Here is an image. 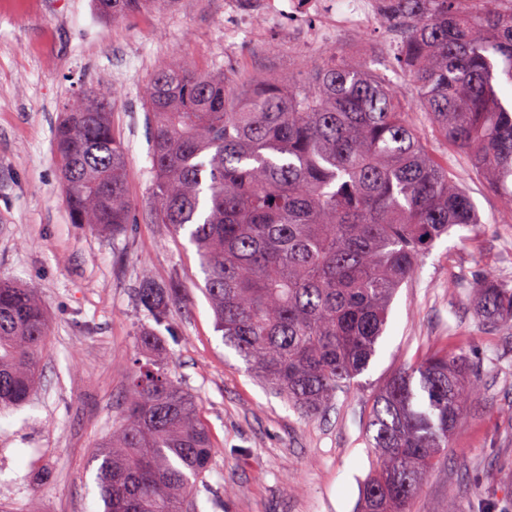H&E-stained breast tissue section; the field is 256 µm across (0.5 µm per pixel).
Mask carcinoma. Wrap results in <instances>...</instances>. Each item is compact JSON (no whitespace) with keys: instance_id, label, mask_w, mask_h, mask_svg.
<instances>
[{"instance_id":"1","label":"carcinoma","mask_w":512,"mask_h":512,"mask_svg":"<svg viewBox=\"0 0 512 512\" xmlns=\"http://www.w3.org/2000/svg\"><path fill=\"white\" fill-rule=\"evenodd\" d=\"M175 0H95L114 20ZM399 28L397 80L332 50L283 76L226 73L170 59L143 87L151 223L195 247L202 290L248 369L304 417L324 414L369 366L391 303L420 258L478 223L467 190L410 119L462 152L512 223V0H379ZM115 103L88 86L62 104L55 158L71 221L116 236L135 222ZM175 288L144 280L140 306L169 323ZM482 324L512 331V282L475 285ZM48 335L29 288L0 282V409L39 382ZM140 364L122 421L92 461L105 512H183L212 460L195 398L172 377L161 336ZM482 389L464 353L396 369L372 396L375 462L360 512H410Z\"/></svg>"}]
</instances>
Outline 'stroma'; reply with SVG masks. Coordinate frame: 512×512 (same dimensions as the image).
<instances>
[{"instance_id":"obj_1","label":"stroma","mask_w":512,"mask_h":512,"mask_svg":"<svg viewBox=\"0 0 512 512\" xmlns=\"http://www.w3.org/2000/svg\"><path fill=\"white\" fill-rule=\"evenodd\" d=\"M393 32L376 25L305 48L366 47L392 67ZM285 30L261 12L236 44L224 39V0H176L119 21L93 0H0V280L33 290L49 320L41 378L28 401L0 410V512H102L89 462L123 413L138 338L143 277L177 285L164 330L175 378L195 397L212 440L207 488L193 512H354L371 464L366 421L374 390L401 365L443 347L470 354L484 388L428 476L412 512H512V333L483 327L472 285L512 279V224L460 151L448 169L481 217L437 241L398 291L358 386L325 415L305 418L263 388L225 346L199 290L187 238L149 221V134L139 91L180 56L194 69L227 67L235 82L293 64ZM115 92L112 124L127 152L136 221L112 236L71 223L54 156L62 101L87 85Z\"/></svg>"}]
</instances>
